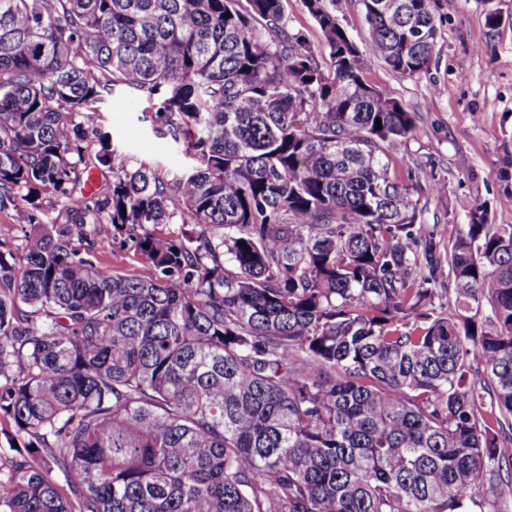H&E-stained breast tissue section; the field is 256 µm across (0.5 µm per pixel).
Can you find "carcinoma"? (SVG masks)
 Segmentation results:
<instances>
[{
  "mask_svg": "<svg viewBox=\"0 0 512 512\" xmlns=\"http://www.w3.org/2000/svg\"><path fill=\"white\" fill-rule=\"evenodd\" d=\"M361 2L360 47L304 0L323 64L282 0H0V512H512V224L421 233L383 161L421 113L361 58L426 71L436 18ZM116 90L181 174L116 161ZM107 224L154 276L94 262ZM19 221L16 211L10 207L0 212V243L6 242L5 246L0 244V250L7 253L9 248H14L20 243L22 233L18 227Z\"/></svg>",
  "mask_w": 512,
  "mask_h": 512,
  "instance_id": "1",
  "label": "carcinoma"
}]
</instances>
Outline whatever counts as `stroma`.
<instances>
[{
  "instance_id": "1",
  "label": "stroma",
  "mask_w": 512,
  "mask_h": 512,
  "mask_svg": "<svg viewBox=\"0 0 512 512\" xmlns=\"http://www.w3.org/2000/svg\"><path fill=\"white\" fill-rule=\"evenodd\" d=\"M292 32L311 44L320 61L328 49L304 0H283ZM438 38L429 69L415 76L391 71L364 56V79L398 99L422 123L391 152L388 171L407 181L434 173L447 191L420 195L421 228L447 241L466 223L469 208L485 202L495 224H512V0H434ZM501 17L488 30L485 16ZM102 124L121 157L164 165L178 175L186 165L168 139L156 135L129 93L114 92L99 106Z\"/></svg>"
}]
</instances>
